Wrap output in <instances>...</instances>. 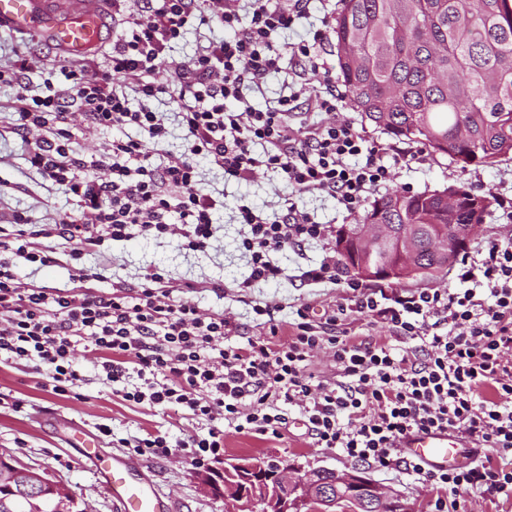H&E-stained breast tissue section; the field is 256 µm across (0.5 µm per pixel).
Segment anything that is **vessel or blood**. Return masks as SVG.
I'll use <instances>...</instances> for the list:
<instances>
[{
    "instance_id": "1",
    "label": "vessel or blood",
    "mask_w": 512,
    "mask_h": 512,
    "mask_svg": "<svg viewBox=\"0 0 512 512\" xmlns=\"http://www.w3.org/2000/svg\"><path fill=\"white\" fill-rule=\"evenodd\" d=\"M39 32L69 59H78L103 41V22L95 0H0V26ZM404 454L433 468H459L474 458L471 441L462 433L433 431L412 434L401 443ZM82 464L100 471L120 512H173L164 493L140 477L141 465L123 457L106 463L83 452Z\"/></svg>"
}]
</instances>
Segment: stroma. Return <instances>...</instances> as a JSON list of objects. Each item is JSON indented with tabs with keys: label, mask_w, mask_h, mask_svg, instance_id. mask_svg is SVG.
Listing matches in <instances>:
<instances>
[{
	"label": "stroma",
	"mask_w": 512,
	"mask_h": 512,
	"mask_svg": "<svg viewBox=\"0 0 512 512\" xmlns=\"http://www.w3.org/2000/svg\"><path fill=\"white\" fill-rule=\"evenodd\" d=\"M24 42L30 53L44 65L61 67L63 60L54 45L45 37L0 30V63L10 64L12 49ZM339 118L349 120L369 144L381 146L383 159L392 167L388 189L410 192L442 189L465 185L490 195L492 206L479 231L472 237L468 249L488 248L494 242L512 237V159L499 160L495 166H461L446 156L430 154L421 144L393 138L362 121L350 102H343ZM202 186L207 190L223 191L224 213L218 223V243L205 254L182 250L171 240L134 238L122 242H106L100 254L84 257L87 268H106L111 278L133 282L141 267L154 265L166 270L173 284L191 280L198 282V292L188 294V301L201 310L223 312L240 324L242 337L258 335L252 303L272 306L309 305L315 320H324L336 302L348 294L344 288L307 285L297 280L301 265L319 261L323 248L311 244L302 253L287 250L279 261L286 268L287 280L254 289L248 302H239L232 284L242 278L246 262L238 250L240 227L232 221L239 199H247L257 207L272 212L278 210L284 187L276 175L261 173L248 184L224 182L221 172L207 162H200ZM0 181L8 188L0 193V213L26 210L35 224L51 222L58 212L71 209L66 191L45 183L31 171L24 160V145L19 136L0 139ZM48 250L57 252L56 264L33 268L20 266L25 280L50 287H65L71 283L74 263L68 257L70 247L61 241H51ZM223 284V292L212 291V283ZM75 361L86 381L79 389V398L65 399L54 395L45 378L24 364L0 361V453L21 464L39 468L48 478L64 481L71 491L84 501L90 512H116L112 497L101 487L99 476L81 465L79 451L70 441L68 429L58 426L57 415L74 419L93 449L104 458L128 456V449L116 446L119 438L162 432L182 439L188 434L206 433L207 421H188L168 409L133 405L113 395L112 385L103 381L92 359L83 348H76ZM22 400L21 408H13L14 400ZM289 431L280 439L260 435H243L233 429L224 431L225 458L251 457L257 460L288 462L304 468H351L352 463L338 451L317 447L298 407L288 409ZM109 426L112 437L101 434V426ZM368 477L385 488L403 493L413 505V512H433L435 490L401 468L382 470L366 467ZM146 478L159 485L175 503L174 512H224L223 500L206 494L196 479L197 470L183 451H175L165 459L146 461Z\"/></svg>",
	"instance_id": "1"
}]
</instances>
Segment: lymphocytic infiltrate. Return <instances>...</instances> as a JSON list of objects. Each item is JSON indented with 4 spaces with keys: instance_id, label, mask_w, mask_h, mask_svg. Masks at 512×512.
<instances>
[{
    "instance_id": "obj_1",
    "label": "lymphocytic infiltrate",
    "mask_w": 512,
    "mask_h": 512,
    "mask_svg": "<svg viewBox=\"0 0 512 512\" xmlns=\"http://www.w3.org/2000/svg\"><path fill=\"white\" fill-rule=\"evenodd\" d=\"M125 2L112 0L120 32L106 69L89 60L68 67L64 84L48 77L35 88L29 53L15 51L10 67L0 68V84L15 90L12 123L0 128V138L19 136L30 170L73 201L46 224L31 223L20 209L0 224V357L47 370L53 394L72 398L84 382L74 360L81 345L103 377L120 384L124 401L208 421L206 434L178 442L152 432L120 439L121 447L148 459L169 457L178 447L192 466H207L224 452L225 428L279 439L288 430L285 408L295 405L317 447L380 469L402 466L429 482L438 492L435 512H466L473 491L511 498L512 469L493 461L512 453L511 238L463 256L457 277L468 287L461 292L364 291L353 281L336 315L321 323L299 306L286 335L274 307L254 305L264 332L243 346L232 342L240 330L235 320L187 301L197 282H183L181 297H174L168 274L155 266L142 268L135 283L119 281L96 293L86 284L103 280V272L80 265L64 288L19 277L15 259L52 263L45 239L74 243L70 257L78 263L106 241L136 237L207 253L224 196L202 188V158L225 181L272 172L285 189L280 211L244 198L235 207L247 263L236 287L245 294L286 279L282 251L327 243L330 225L314 220L302 196H331L355 215L369 191L390 178L379 148L365 147L352 124L331 119L343 96L319 52L323 31L283 39L305 19L307 0H146L136 13L123 12ZM204 26L225 35L194 56H171L173 44ZM286 58L298 63V79L275 106L256 108L249 90L280 73ZM163 64L173 81L160 79ZM312 75L323 76L325 89L311 96ZM304 95L318 119L297 126L291 116ZM165 97L176 107L184 142L176 153L163 150L171 131L155 104ZM81 128L116 135L88 161L72 148ZM347 313L387 324L395 343H363L337 331ZM324 346L342 382L326 384L311 372L310 356ZM486 388L492 397H483ZM432 430L461 432L484 453L466 467L437 469L401 452L405 434Z\"/></svg>"
}]
</instances>
